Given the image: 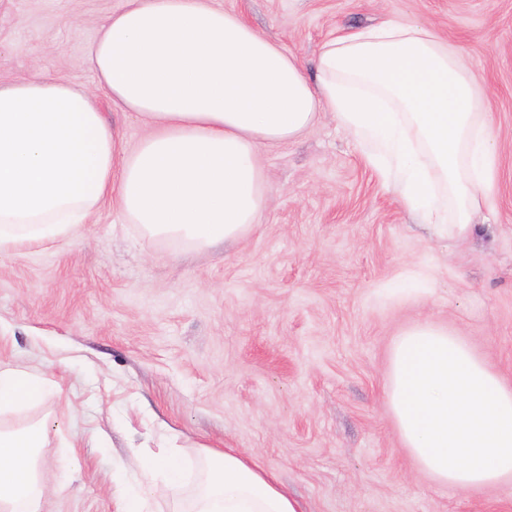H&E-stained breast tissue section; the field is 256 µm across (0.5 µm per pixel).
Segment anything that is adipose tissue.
<instances>
[{"instance_id":"1","label":"adipose tissue","mask_w":512,"mask_h":512,"mask_svg":"<svg viewBox=\"0 0 512 512\" xmlns=\"http://www.w3.org/2000/svg\"><path fill=\"white\" fill-rule=\"evenodd\" d=\"M113 108L147 120L128 146L97 92L38 74L0 84V251L70 237L104 204L153 238L202 250L251 234L265 200L263 150L329 112L400 204L439 237L464 239L495 186L496 142L458 50L431 28L386 19L325 41L314 75L213 0H123L83 60ZM57 381L0 366V416L60 396ZM387 397L403 445L457 490L512 479V385L454 331L429 322L392 344ZM46 421L0 427V512H42ZM141 459L119 512L161 491L173 512H305L235 448Z\"/></svg>"}]
</instances>
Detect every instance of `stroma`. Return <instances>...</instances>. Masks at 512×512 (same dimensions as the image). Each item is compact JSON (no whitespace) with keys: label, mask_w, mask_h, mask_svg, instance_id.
I'll return each mask as SVG.
<instances>
[{"label":"stroma","mask_w":512,"mask_h":512,"mask_svg":"<svg viewBox=\"0 0 512 512\" xmlns=\"http://www.w3.org/2000/svg\"><path fill=\"white\" fill-rule=\"evenodd\" d=\"M313 70L321 44L388 18L432 26L486 91L494 209L463 241L417 224L331 114L262 153L259 222L192 251L103 207L72 238L0 253V362L61 401L0 418L57 424L45 512H117L142 454L239 448L307 512H512V481L458 491L402 446L385 391L399 332L431 321L512 383V0H215ZM120 0H0V82L95 90L86 46ZM428 274L426 293L390 283Z\"/></svg>","instance_id":"stroma-1"}]
</instances>
